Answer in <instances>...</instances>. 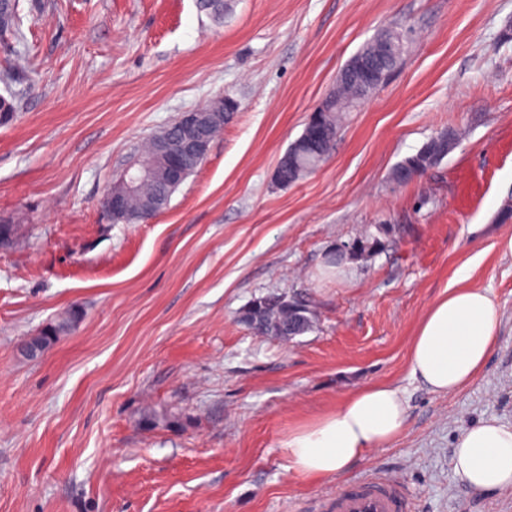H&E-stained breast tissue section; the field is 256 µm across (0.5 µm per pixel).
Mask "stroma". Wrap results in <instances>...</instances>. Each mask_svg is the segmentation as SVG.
I'll use <instances>...</instances> for the list:
<instances>
[{"label":"stroma","instance_id":"1","mask_svg":"<svg viewBox=\"0 0 512 512\" xmlns=\"http://www.w3.org/2000/svg\"><path fill=\"white\" fill-rule=\"evenodd\" d=\"M20 0L0 35V512H318L372 473L409 512H512V490L471 493L451 463L465 427L512 425V0ZM401 66L346 113L330 156L283 186L280 158L377 32ZM238 110L196 171L146 222L103 201L144 144L217 97ZM460 141L409 183L391 172L440 131ZM381 251L327 274L336 246ZM502 311L483 371L433 393L410 375L422 316L455 271ZM296 295L293 341L239 319ZM79 321L31 361L22 343ZM378 382L400 388L407 431L345 475L288 472L299 425Z\"/></svg>","mask_w":512,"mask_h":512}]
</instances>
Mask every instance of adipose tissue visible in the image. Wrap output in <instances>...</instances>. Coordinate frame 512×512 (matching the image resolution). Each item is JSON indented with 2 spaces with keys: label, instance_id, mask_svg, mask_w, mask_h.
Instances as JSON below:
<instances>
[{
  "label": "adipose tissue",
  "instance_id": "obj_1",
  "mask_svg": "<svg viewBox=\"0 0 512 512\" xmlns=\"http://www.w3.org/2000/svg\"><path fill=\"white\" fill-rule=\"evenodd\" d=\"M469 276L468 267L457 269L456 287L425 313L410 345L411 376L438 394L458 392L481 373L501 323V311L488 293L465 287ZM408 420L399 388L365 386L289 433L288 469L311 479L343 475L401 436ZM452 463L473 493L512 488V426L488 419L463 429Z\"/></svg>",
  "mask_w": 512,
  "mask_h": 512
}]
</instances>
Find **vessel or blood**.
Here are the masks:
<instances>
[{
	"instance_id": "b4317fda",
	"label": "vessel or blood",
	"mask_w": 512,
	"mask_h": 512,
	"mask_svg": "<svg viewBox=\"0 0 512 512\" xmlns=\"http://www.w3.org/2000/svg\"><path fill=\"white\" fill-rule=\"evenodd\" d=\"M324 512H408V498L397 480L369 475L342 485L322 501Z\"/></svg>"
}]
</instances>
